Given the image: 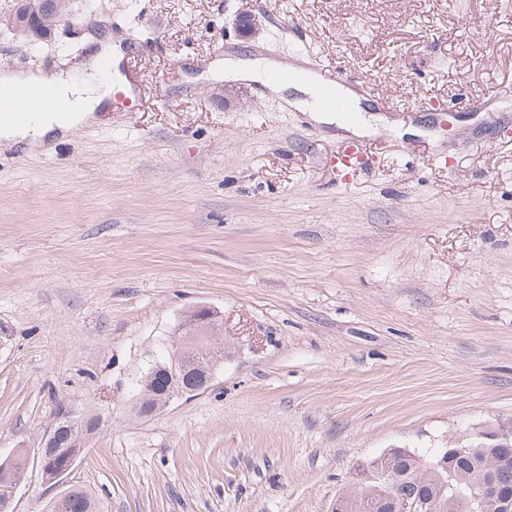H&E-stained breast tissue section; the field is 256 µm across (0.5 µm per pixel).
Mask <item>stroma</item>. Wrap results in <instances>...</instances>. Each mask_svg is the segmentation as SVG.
I'll list each match as a JSON object with an SVG mask.
<instances>
[{"mask_svg": "<svg viewBox=\"0 0 512 512\" xmlns=\"http://www.w3.org/2000/svg\"><path fill=\"white\" fill-rule=\"evenodd\" d=\"M96 3L33 43L0 0L13 70L74 65L108 33L153 46L150 109L115 99L64 140L0 145L13 512L61 492L37 450L62 407L102 418L66 480L102 512H330L364 461L512 422V0ZM303 47L413 135L363 139L220 73ZM200 306L228 359L138 416L143 367Z\"/></svg>", "mask_w": 512, "mask_h": 512, "instance_id": "1", "label": "stroma"}]
</instances>
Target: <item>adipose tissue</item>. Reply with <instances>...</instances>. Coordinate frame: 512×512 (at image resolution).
Wrapping results in <instances>:
<instances>
[{
  "label": "adipose tissue",
  "instance_id": "obj_1",
  "mask_svg": "<svg viewBox=\"0 0 512 512\" xmlns=\"http://www.w3.org/2000/svg\"><path fill=\"white\" fill-rule=\"evenodd\" d=\"M123 52L119 43L105 39L92 47L85 59L75 67L39 70L36 72L0 69V98L11 99L20 86L37 84L49 89L59 99L65 101V109L51 113H35L31 121L14 124L0 123V141L30 147L48 140L63 139L75 129L96 120L98 113L107 111L108 91L99 80V63L102 59L121 60ZM272 63L266 58L257 57L249 62L232 58L224 60L225 76L265 84L267 90L287 100L296 109L308 112L318 122L337 127H349L356 135L377 134L389 129L388 120L380 115L364 116L363 98L354 89L340 86L336 95L346 100L358 118L353 124H346L335 107L324 100L319 82L310 73H303L298 80L289 83H269L266 72Z\"/></svg>",
  "mask_w": 512,
  "mask_h": 512
}]
</instances>
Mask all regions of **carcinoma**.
Listing matches in <instances>:
<instances>
[{"instance_id": "obj_1", "label": "carcinoma", "mask_w": 512, "mask_h": 512, "mask_svg": "<svg viewBox=\"0 0 512 512\" xmlns=\"http://www.w3.org/2000/svg\"><path fill=\"white\" fill-rule=\"evenodd\" d=\"M27 10L26 25L41 38L55 19L62 16L65 0H56L48 12L41 9L39 0H28ZM181 329L184 336L202 337L200 367L214 372L224 365V341L219 339L220 331L195 323L192 314L185 317ZM182 357L183 354L171 348L158 357V363L166 369L165 373L153 376L149 370L143 371L137 383L138 414L149 416L167 405L165 386L180 373ZM51 432L56 460L62 463L77 461L84 452L85 436L63 421L55 423ZM385 470V478L365 484L360 483L358 473L352 474L350 488L345 492V512H380L381 503L393 487L410 495H428L433 498L435 512H466V508L455 499V494L462 493L471 498L481 496L483 485L487 483L512 488V452L484 448L479 440L474 441L465 456L458 459L448 458L443 448L425 455L396 452L385 463ZM19 479V464L5 466L0 463V499L10 493V488ZM47 512H98V507L88 490L71 486L65 490V496L48 502Z\"/></svg>"}]
</instances>
